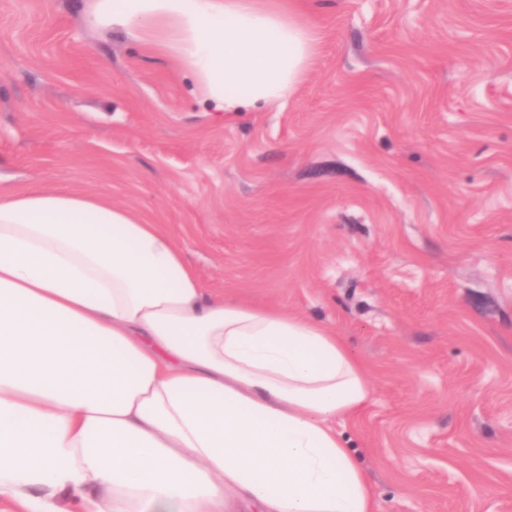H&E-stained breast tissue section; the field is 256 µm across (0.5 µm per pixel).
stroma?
I'll use <instances>...</instances> for the list:
<instances>
[{
	"instance_id": "stroma-1",
	"label": "stroma",
	"mask_w": 512,
	"mask_h": 512,
	"mask_svg": "<svg viewBox=\"0 0 512 512\" xmlns=\"http://www.w3.org/2000/svg\"><path fill=\"white\" fill-rule=\"evenodd\" d=\"M89 5L0 0V192L103 197L335 330L377 512H512V0H299L305 79L229 120Z\"/></svg>"
}]
</instances>
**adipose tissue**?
Instances as JSON below:
<instances>
[{"label": "adipose tissue", "mask_w": 512, "mask_h": 512, "mask_svg": "<svg viewBox=\"0 0 512 512\" xmlns=\"http://www.w3.org/2000/svg\"><path fill=\"white\" fill-rule=\"evenodd\" d=\"M216 112L286 100L318 47L291 0H91ZM369 370L327 325L211 298L174 236L65 189L0 192V506L376 512L339 426Z\"/></svg>", "instance_id": "adipose-tissue-1"}]
</instances>
